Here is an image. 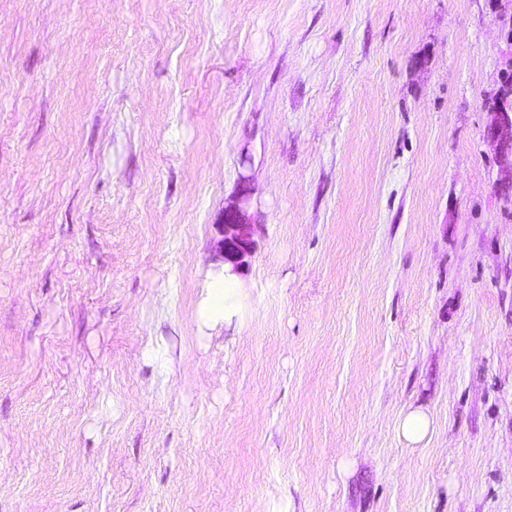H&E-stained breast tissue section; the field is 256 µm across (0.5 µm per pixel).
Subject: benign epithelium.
Segmentation results:
<instances>
[{
    "instance_id": "1",
    "label": "benign epithelium",
    "mask_w": 512,
    "mask_h": 512,
    "mask_svg": "<svg viewBox=\"0 0 512 512\" xmlns=\"http://www.w3.org/2000/svg\"><path fill=\"white\" fill-rule=\"evenodd\" d=\"M488 115L487 139L501 162L498 185L509 192L512 190V82H501ZM250 200L248 176L242 174L235 200L224 208L220 240L223 262L231 265L230 273L236 275L248 266L247 258L254 249L255 227L248 216Z\"/></svg>"
}]
</instances>
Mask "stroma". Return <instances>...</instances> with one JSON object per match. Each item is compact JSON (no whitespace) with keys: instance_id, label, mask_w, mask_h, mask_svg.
Here are the masks:
<instances>
[{"instance_id":"1","label":"stroma","mask_w":512,"mask_h":512,"mask_svg":"<svg viewBox=\"0 0 512 512\" xmlns=\"http://www.w3.org/2000/svg\"><path fill=\"white\" fill-rule=\"evenodd\" d=\"M501 28L494 0H0V512H512ZM488 115L487 139L501 162L498 185L509 193L512 190V82H501ZM240 188L231 205L224 208V216L221 226L222 239L220 240V253L226 270V280L236 278L242 270L249 266L246 258L251 257L254 249L253 236L255 224L249 221L248 209L250 206V191L248 188V176L240 175ZM429 428V418L422 411L409 412L400 424V433L410 446L416 448L425 438Z\"/></svg>"}]
</instances>
